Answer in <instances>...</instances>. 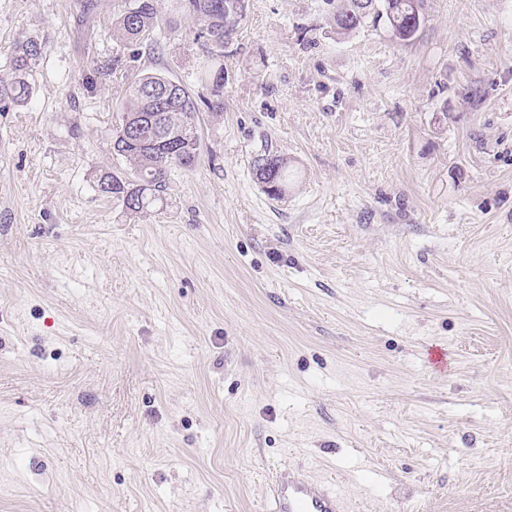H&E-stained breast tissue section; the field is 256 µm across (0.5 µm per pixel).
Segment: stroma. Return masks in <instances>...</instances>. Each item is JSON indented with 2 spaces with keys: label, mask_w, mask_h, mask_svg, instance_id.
Listing matches in <instances>:
<instances>
[{
  "label": "stroma",
  "mask_w": 512,
  "mask_h": 512,
  "mask_svg": "<svg viewBox=\"0 0 512 512\" xmlns=\"http://www.w3.org/2000/svg\"><path fill=\"white\" fill-rule=\"evenodd\" d=\"M83 3L0 0V76L44 46L0 101V512H264L280 465L348 512H512V0H423L405 42L246 0L224 112L140 217L97 189L109 131L143 73L209 95L201 24L159 0L123 46L125 0ZM115 23L117 38L129 46H142L159 24L158 0H130ZM43 51V44L34 38L19 42L15 46L9 75L6 79L0 78V100L20 102L28 97L29 77ZM123 59L118 54L89 62L82 72V80L90 90H95L122 70ZM264 157L268 170L259 172L254 165L255 157ZM251 172L255 180L262 185L264 190L272 197H282L285 195L290 172L288 170V160L278 155L270 154L266 149L256 153L250 164Z\"/></svg>",
  "instance_id": "obj_1"
}]
</instances>
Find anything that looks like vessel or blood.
I'll use <instances>...</instances> for the list:
<instances>
[{
    "instance_id": "1",
    "label": "vessel or blood",
    "mask_w": 512,
    "mask_h": 512,
    "mask_svg": "<svg viewBox=\"0 0 512 512\" xmlns=\"http://www.w3.org/2000/svg\"><path fill=\"white\" fill-rule=\"evenodd\" d=\"M266 512H344V499L331 484L282 466L271 476Z\"/></svg>"
}]
</instances>
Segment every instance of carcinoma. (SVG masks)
Segmentation results:
<instances>
[{"mask_svg": "<svg viewBox=\"0 0 512 512\" xmlns=\"http://www.w3.org/2000/svg\"><path fill=\"white\" fill-rule=\"evenodd\" d=\"M185 12L203 22L195 36L203 56L213 62L210 73V97L197 99L185 86L160 106L147 96L152 85L169 80L161 72H149L127 86L121 102L118 122L110 135L112 150L126 165L127 175L119 177L111 171L96 176V185L105 196L120 200L125 209L135 215L147 214L166 205L168 174L174 167L190 169L201 154V142L196 118L200 106L219 116L224 110V45L245 17V0H183ZM376 0H345L336 11L334 21L337 33L348 35L368 19H385L397 41H408L418 31L419 24H408L404 0H383L384 11L374 8ZM159 24L158 0H130L115 23L117 38L129 46H141ZM44 51L41 42L29 38L18 43L11 59L7 78H0V100L20 102L29 95V77ZM119 55L89 62L82 72V80L95 90L122 70ZM268 169L257 171L250 165L255 180L273 197L285 195L290 172L288 160L270 153L260 152Z\"/></svg>", "mask_w": 512, "mask_h": 512, "instance_id": "obj_1", "label": "carcinoma"}]
</instances>
